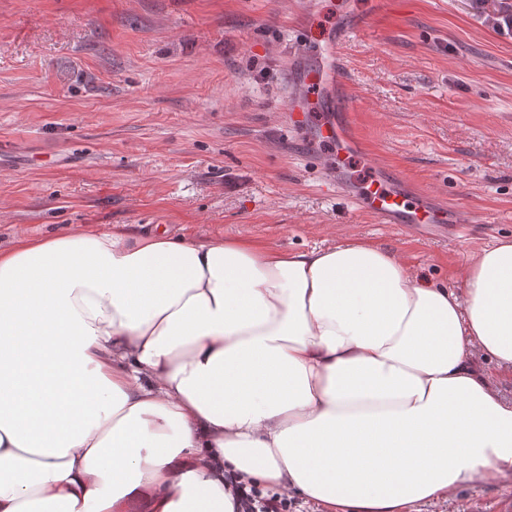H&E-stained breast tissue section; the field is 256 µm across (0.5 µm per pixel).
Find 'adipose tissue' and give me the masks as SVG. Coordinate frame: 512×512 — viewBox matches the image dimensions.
I'll return each mask as SVG.
<instances>
[{
  "mask_svg": "<svg viewBox=\"0 0 512 512\" xmlns=\"http://www.w3.org/2000/svg\"><path fill=\"white\" fill-rule=\"evenodd\" d=\"M512 239L448 288L392 250L84 228L0 251V512H329L512 476ZM225 485L229 486L236 507V512H289L292 503L296 512H325V507L319 503L304 500L297 496H288L292 501L288 503V498L280 491L272 489L279 493H269L249 481H245L241 476L224 475Z\"/></svg>",
  "mask_w": 512,
  "mask_h": 512,
  "instance_id": "1",
  "label": "adipose tissue"
}]
</instances>
